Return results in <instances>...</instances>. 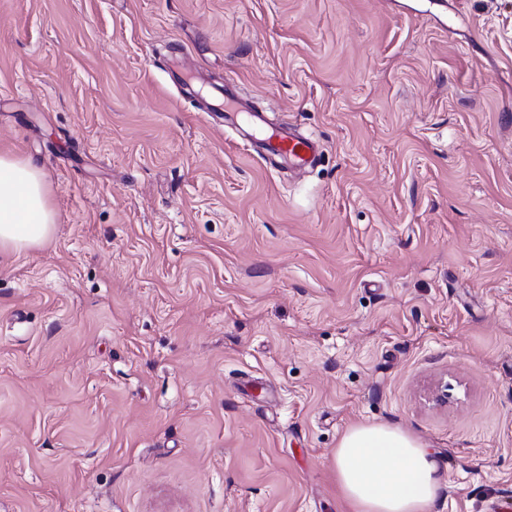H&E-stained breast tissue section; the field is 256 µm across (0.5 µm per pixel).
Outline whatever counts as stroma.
I'll return each instance as SVG.
<instances>
[{
    "label": "stroma",
    "instance_id": "35a3bbf8",
    "mask_svg": "<svg viewBox=\"0 0 512 512\" xmlns=\"http://www.w3.org/2000/svg\"><path fill=\"white\" fill-rule=\"evenodd\" d=\"M1 153L0 512H346L359 423L512 499V0H0ZM291 124H283L263 139L264 158L280 159L297 167L312 165L319 155V141L314 137L295 133ZM56 223L36 162L0 154V254L20 256L43 245Z\"/></svg>",
    "mask_w": 512,
    "mask_h": 512
}]
</instances>
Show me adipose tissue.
<instances>
[{"label":"adipose tissue","mask_w":512,"mask_h":512,"mask_svg":"<svg viewBox=\"0 0 512 512\" xmlns=\"http://www.w3.org/2000/svg\"><path fill=\"white\" fill-rule=\"evenodd\" d=\"M43 175L33 159L0 154V254L18 256L55 233ZM336 483L351 512H434L448 490L429 446L387 423H362L341 436Z\"/></svg>","instance_id":"ef3b65f1"}]
</instances>
